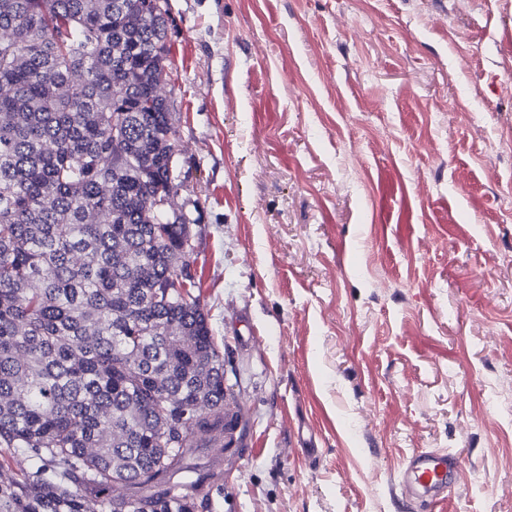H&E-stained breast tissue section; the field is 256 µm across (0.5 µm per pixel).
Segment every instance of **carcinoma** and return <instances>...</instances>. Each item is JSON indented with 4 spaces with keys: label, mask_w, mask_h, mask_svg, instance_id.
<instances>
[{
    "label": "carcinoma",
    "mask_w": 512,
    "mask_h": 512,
    "mask_svg": "<svg viewBox=\"0 0 512 512\" xmlns=\"http://www.w3.org/2000/svg\"><path fill=\"white\" fill-rule=\"evenodd\" d=\"M169 20L0 0V512H209L195 459L242 418L170 205Z\"/></svg>",
    "instance_id": "1"
}]
</instances>
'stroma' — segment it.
Segmentation results:
<instances>
[{"mask_svg":"<svg viewBox=\"0 0 512 512\" xmlns=\"http://www.w3.org/2000/svg\"><path fill=\"white\" fill-rule=\"evenodd\" d=\"M191 262L245 411L213 512H512V0H168ZM462 466L461 455L445 449L413 451L400 470L402 498L426 511H442Z\"/></svg>","mask_w":512,"mask_h":512,"instance_id":"1","label":"stroma"}]
</instances>
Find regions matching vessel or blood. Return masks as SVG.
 <instances>
[{
    "label": "vessel or blood",
    "instance_id": "vessel-or-blood-1",
    "mask_svg": "<svg viewBox=\"0 0 512 512\" xmlns=\"http://www.w3.org/2000/svg\"><path fill=\"white\" fill-rule=\"evenodd\" d=\"M462 466L461 455L445 449L413 451L400 470L402 498L425 512H442Z\"/></svg>",
    "mask_w": 512,
    "mask_h": 512
}]
</instances>
